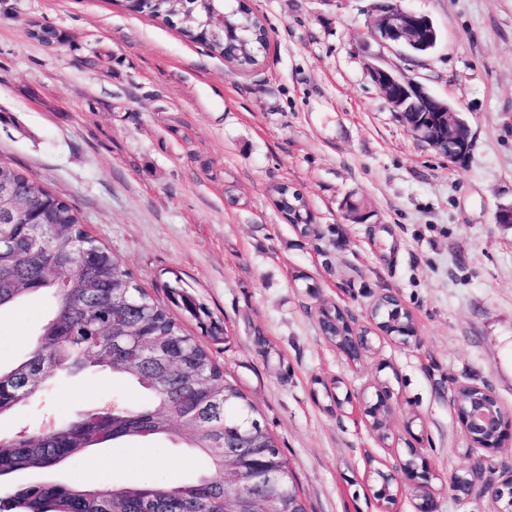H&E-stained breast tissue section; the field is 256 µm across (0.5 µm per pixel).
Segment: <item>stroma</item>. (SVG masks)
I'll return each mask as SVG.
<instances>
[{
	"instance_id": "1",
	"label": "stroma",
	"mask_w": 512,
	"mask_h": 512,
	"mask_svg": "<svg viewBox=\"0 0 512 512\" xmlns=\"http://www.w3.org/2000/svg\"><path fill=\"white\" fill-rule=\"evenodd\" d=\"M269 30L259 66L240 73L179 27L123 0H0V163L58 193L85 230L161 304L166 283L224 324L204 345L255 405L306 512H416L396 467L408 448L430 465L439 512H498L456 498L448 475L512 472V442L471 447L453 409L462 383L512 413V0H402L439 41L387 67L458 105L472 148L450 161L399 121L371 77L369 0H248ZM42 29L55 41L37 39ZM304 196L305 235L275 188ZM357 204L358 218L346 215ZM383 292L411 313L416 340L372 333L350 362L322 335V309L369 327ZM49 312L40 294L0 314V367L26 358ZM388 385L385 437L336 390ZM147 393L110 372L63 373L0 417V437L45 428L112 399ZM201 461L150 440L92 448L45 479L178 484ZM393 476L394 503L376 496Z\"/></svg>"
}]
</instances>
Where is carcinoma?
Wrapping results in <instances>:
<instances>
[{"instance_id":"1","label":"carcinoma","mask_w":512,"mask_h":512,"mask_svg":"<svg viewBox=\"0 0 512 512\" xmlns=\"http://www.w3.org/2000/svg\"><path fill=\"white\" fill-rule=\"evenodd\" d=\"M198 21L224 10L235 32L232 65L248 71L260 62L266 45L259 33L262 20L242 5L219 0H186ZM41 209H50L54 223L45 225V244L29 247L24 224H1L0 236L18 248L0 254V311L26 296L49 294L52 317L41 327L28 357L0 370V415L11 411L32 392L36 377L51 379L57 367H97L146 390L147 404H124L88 410L47 430L23 432L0 445V478L27 470L52 468L89 448L168 437L205 458L208 471L185 484L141 486H75L30 482L0 484V512H224V495L233 496L231 474L224 471V449L244 434L257 435V448L245 449L248 463L275 462L287 469L272 435L254 405L233 384L209 352L186 334L170 311L139 286L121 261L90 236L74 208L58 194L38 188ZM277 207L290 224L306 226L309 210L300 192L276 188ZM86 250L69 278L79 284L94 279L98 287L58 288L50 269L71 241ZM170 301L188 313L205 335L220 340L223 323L197 304L179 284L167 285ZM305 506L296 487L283 483L275 491L279 512H288V498Z\"/></svg>"}]
</instances>
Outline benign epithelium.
Returning <instances> with one entry per match:
<instances>
[{"label": "benign epithelium", "instance_id": "7a95c632", "mask_svg": "<svg viewBox=\"0 0 512 512\" xmlns=\"http://www.w3.org/2000/svg\"><path fill=\"white\" fill-rule=\"evenodd\" d=\"M371 11L374 17L371 37L381 47H404L413 45L428 49L436 44L437 30L432 19L422 13L403 9L399 0H386L380 5L372 0ZM230 31L224 15L208 21L203 29V39L225 42ZM370 45L362 50L373 59L369 69L374 82L379 86L401 123L418 140L445 155L450 160L463 159L470 151L472 139L464 136L463 128L469 127L462 116L460 107L447 99L429 92L410 75L387 68L380 64V57L369 52ZM13 201L14 209L26 211L34 208L32 194L8 183L0 191ZM351 335L336 340V349L347 359L362 351L369 344L367 330L350 324ZM479 393L465 401L453 399V407L461 423L463 432L476 448H500L512 441V415L505 412L492 390L478 387ZM409 456L415 465L400 464V471L411 482L418 499L417 512H437V501L428 488V468L426 463H417L420 454L409 449ZM284 474L273 471L255 472L250 476L251 493L245 503L244 512H274L273 502L268 497L273 489L283 481ZM448 487L459 498H468L474 493L488 494L500 505V512L512 509V475L494 483L485 481L478 471H455L448 476Z\"/></svg>", "mask_w": 512, "mask_h": 512}]
</instances>
